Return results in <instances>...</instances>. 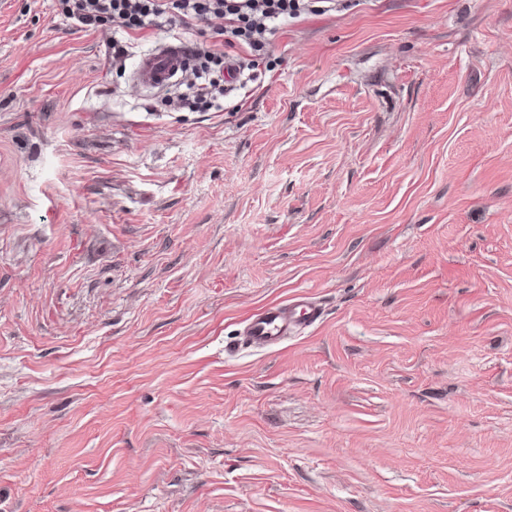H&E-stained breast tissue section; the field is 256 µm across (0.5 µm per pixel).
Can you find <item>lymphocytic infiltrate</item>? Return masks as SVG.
I'll return each mask as SVG.
<instances>
[{
	"label": "lymphocytic infiltrate",
	"instance_id": "f902f5d3",
	"mask_svg": "<svg viewBox=\"0 0 512 512\" xmlns=\"http://www.w3.org/2000/svg\"><path fill=\"white\" fill-rule=\"evenodd\" d=\"M71 29L83 30L106 21H119L127 30L191 28L220 22L224 41L266 50L280 26L311 11L312 0H58ZM197 60L195 79L182 96L183 105L209 110L224 95V54L211 47L190 52Z\"/></svg>",
	"mask_w": 512,
	"mask_h": 512
}]
</instances>
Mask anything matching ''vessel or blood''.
<instances>
[{"label": "vessel or blood", "mask_w": 512, "mask_h": 512, "mask_svg": "<svg viewBox=\"0 0 512 512\" xmlns=\"http://www.w3.org/2000/svg\"><path fill=\"white\" fill-rule=\"evenodd\" d=\"M188 57L186 43L178 39L161 40L138 60L133 76L146 90H162L174 84L184 70ZM322 316L311 298L300 296L285 304L263 308L252 315L240 336L244 344L270 348L280 344L298 329L310 326Z\"/></svg>", "instance_id": "b4317fda"}]
</instances>
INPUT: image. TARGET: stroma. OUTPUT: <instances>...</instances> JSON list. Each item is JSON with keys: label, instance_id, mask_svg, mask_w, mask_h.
<instances>
[{"label": "stroma", "instance_id": "35a3bbf8", "mask_svg": "<svg viewBox=\"0 0 512 512\" xmlns=\"http://www.w3.org/2000/svg\"><path fill=\"white\" fill-rule=\"evenodd\" d=\"M166 35L0 0V512H512V0H335L221 111ZM186 43L179 39L161 40L138 60L133 76L145 90H163L174 84L183 73L188 57ZM322 316L320 307L307 296L286 304H275L252 315L241 330V342L249 346L270 348L280 344L301 327H308Z\"/></svg>", "mask_w": 512, "mask_h": 512}]
</instances>
